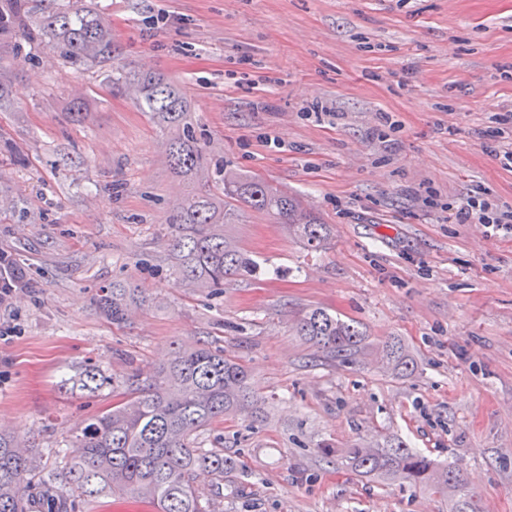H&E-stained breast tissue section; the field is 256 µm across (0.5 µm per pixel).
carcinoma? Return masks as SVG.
I'll return each instance as SVG.
<instances>
[{
    "instance_id": "1",
    "label": "carcinoma",
    "mask_w": 512,
    "mask_h": 512,
    "mask_svg": "<svg viewBox=\"0 0 512 512\" xmlns=\"http://www.w3.org/2000/svg\"><path fill=\"white\" fill-rule=\"evenodd\" d=\"M22 42L51 47L71 68L106 67L117 52L110 23L91 3L46 7L36 15L31 0H0V49ZM109 90L132 96L141 111L166 131L169 169L191 186L169 219L175 228L171 244L175 268L191 286L218 289L256 268L224 237V225L235 213L232 201L288 225V233L308 249L327 248V225L297 196L253 177L226 174L219 186L209 179L206 145L194 135L190 105L181 88L163 74L118 66L112 69ZM146 302L129 281H114L95 293L101 314L115 326L124 324L130 311ZM296 331L339 362L355 355L365 339L358 326L321 308L306 311L296 321ZM379 354L397 373L414 370L413 358L399 341L386 342ZM69 382L92 395L109 385L110 378L88 362ZM125 384L124 400L71 429L76 452L63 455V485L46 503V512H76L89 500L112 496L146 502L155 512H203L193 485L195 471L209 469L222 481L233 461L224 457L222 448L197 446L199 432L231 415L243 414L253 426L263 422L246 368L205 341L176 347L153 373H132ZM337 453L354 472L446 489L452 496L451 512H480L469 495L464 470L456 463H441L401 441L354 444ZM34 461L33 449L23 437L0 434V512L32 508Z\"/></svg>"
}]
</instances>
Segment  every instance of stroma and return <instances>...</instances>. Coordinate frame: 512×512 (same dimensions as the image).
<instances>
[{"label": "stroma", "mask_w": 512, "mask_h": 512, "mask_svg": "<svg viewBox=\"0 0 512 512\" xmlns=\"http://www.w3.org/2000/svg\"><path fill=\"white\" fill-rule=\"evenodd\" d=\"M117 64L167 75L211 169L299 195L321 251L239 208L224 235L258 265L214 292L171 269L167 219L187 191L148 113L43 45L0 53V252L27 288L0 307V431L27 435L39 477L80 420L119 399L60 387L84 360L122 380L176 345L214 342L265 398L258 428L201 433L235 465L201 471L209 512H449L447 494L361 475L321 443L399 440L459 463L487 512H512V235L455 223L468 197L512 211L499 119L512 111V0H93ZM84 98L88 112H67ZM129 278L149 306L121 328L93 302ZM322 308L365 335L327 360L296 336ZM398 339L413 372L373 353Z\"/></svg>", "instance_id": "stroma-1"}]
</instances>
